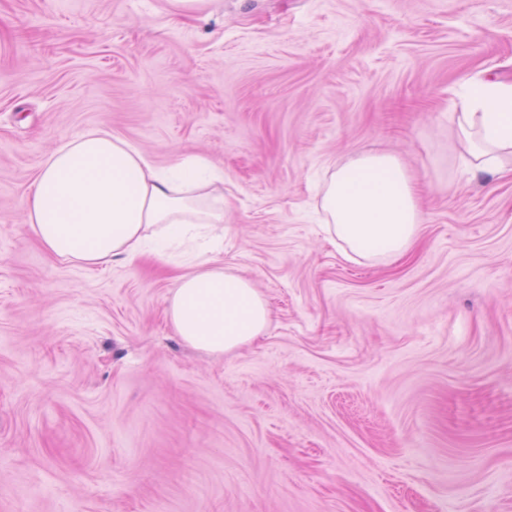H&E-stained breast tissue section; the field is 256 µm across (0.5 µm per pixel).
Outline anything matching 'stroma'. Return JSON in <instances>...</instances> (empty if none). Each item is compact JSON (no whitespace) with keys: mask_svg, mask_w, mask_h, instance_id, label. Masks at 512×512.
<instances>
[{"mask_svg":"<svg viewBox=\"0 0 512 512\" xmlns=\"http://www.w3.org/2000/svg\"><path fill=\"white\" fill-rule=\"evenodd\" d=\"M482 75L512 81V0H0V512H512V177L462 175L451 119ZM95 128L223 169L206 258L264 336L185 344L184 266L42 253L22 201ZM368 151L425 187L392 264L319 227Z\"/></svg>","mask_w":512,"mask_h":512,"instance_id":"obj_1","label":"stroma"}]
</instances>
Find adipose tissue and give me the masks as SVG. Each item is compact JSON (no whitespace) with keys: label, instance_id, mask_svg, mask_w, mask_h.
I'll use <instances>...</instances> for the list:
<instances>
[{"label":"adipose tissue","instance_id":"1","mask_svg":"<svg viewBox=\"0 0 512 512\" xmlns=\"http://www.w3.org/2000/svg\"><path fill=\"white\" fill-rule=\"evenodd\" d=\"M453 119L470 176L512 171V83L477 78L454 93ZM223 169L202 155L156 167L104 129L62 142L23 199L25 222L49 257L95 271L145 255L165 259L186 237L224 236ZM321 209L330 240L354 263L396 261L419 237L418 191L386 152L358 154L325 173ZM166 316L193 348L221 356L263 336L271 312L253 284L223 267L181 274Z\"/></svg>","mask_w":512,"mask_h":512}]
</instances>
